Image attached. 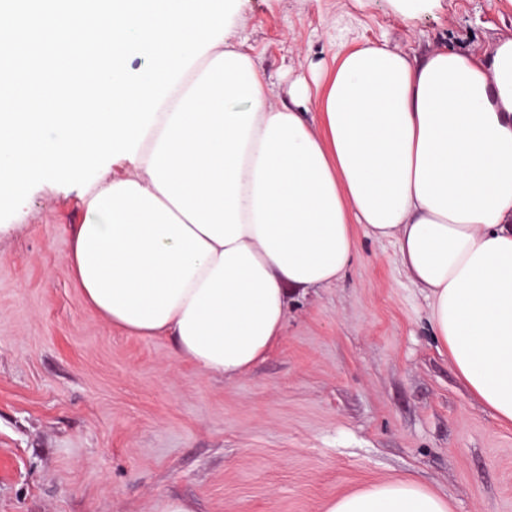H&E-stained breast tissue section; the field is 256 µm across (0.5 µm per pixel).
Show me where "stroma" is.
I'll return each mask as SVG.
<instances>
[{
    "mask_svg": "<svg viewBox=\"0 0 512 512\" xmlns=\"http://www.w3.org/2000/svg\"><path fill=\"white\" fill-rule=\"evenodd\" d=\"M273 104L314 107L331 42L419 55L512 37L506 0H240ZM82 187L43 182L0 233V512H321L404 474L453 512H512V426L435 343L392 243L359 234L347 277L290 297L283 336L232 378L112 327L64 259Z\"/></svg>",
    "mask_w": 512,
    "mask_h": 512,
    "instance_id": "stroma-1",
    "label": "stroma"
}]
</instances>
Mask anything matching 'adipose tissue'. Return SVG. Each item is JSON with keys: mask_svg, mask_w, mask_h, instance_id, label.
<instances>
[{"mask_svg": "<svg viewBox=\"0 0 512 512\" xmlns=\"http://www.w3.org/2000/svg\"><path fill=\"white\" fill-rule=\"evenodd\" d=\"M267 90L232 32L184 73L135 160L82 196L66 263L87 302L231 379L278 342L289 292L344 279L360 227L394 244L459 377L512 423V38L481 55L342 48L315 124ZM323 512L452 505L402 476Z\"/></svg>", "mask_w": 512, "mask_h": 512, "instance_id": "1", "label": "adipose tissue"}]
</instances>
